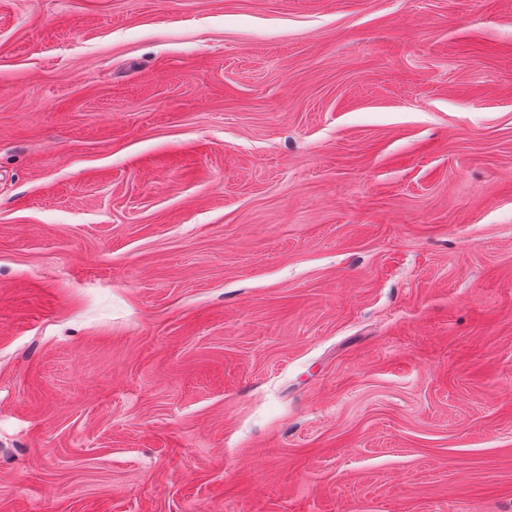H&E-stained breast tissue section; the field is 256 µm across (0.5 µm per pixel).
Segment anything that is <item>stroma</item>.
Segmentation results:
<instances>
[{"mask_svg":"<svg viewBox=\"0 0 512 512\" xmlns=\"http://www.w3.org/2000/svg\"><path fill=\"white\" fill-rule=\"evenodd\" d=\"M0 512H512V0H0Z\"/></svg>","mask_w":512,"mask_h":512,"instance_id":"obj_1","label":"stroma"}]
</instances>
